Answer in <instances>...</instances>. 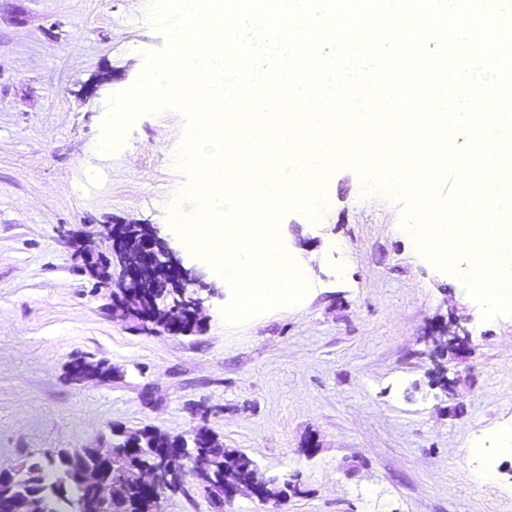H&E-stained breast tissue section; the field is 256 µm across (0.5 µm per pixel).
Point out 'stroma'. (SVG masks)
I'll use <instances>...</instances> for the list:
<instances>
[{"label": "stroma", "instance_id": "stroma-1", "mask_svg": "<svg viewBox=\"0 0 512 512\" xmlns=\"http://www.w3.org/2000/svg\"><path fill=\"white\" fill-rule=\"evenodd\" d=\"M148 2L0 0V469L101 446L114 426L204 425L286 482V496L219 504L190 480L166 512H512L500 439L512 428V316L483 319L457 289L462 267L399 236L405 191L379 192L337 159L316 205L276 227L311 264L304 297L229 324L222 277L169 221L171 206L192 211L196 191L195 167L178 161L183 111L139 114L121 146L96 151L109 98L166 49ZM111 222L158 226L201 275L212 290L203 331L110 315L109 288L81 272L66 234ZM453 318L472 353L442 360L428 336ZM77 358L119 376L72 384ZM472 443L494 455L496 481L474 475Z\"/></svg>", "mask_w": 512, "mask_h": 512}]
</instances>
